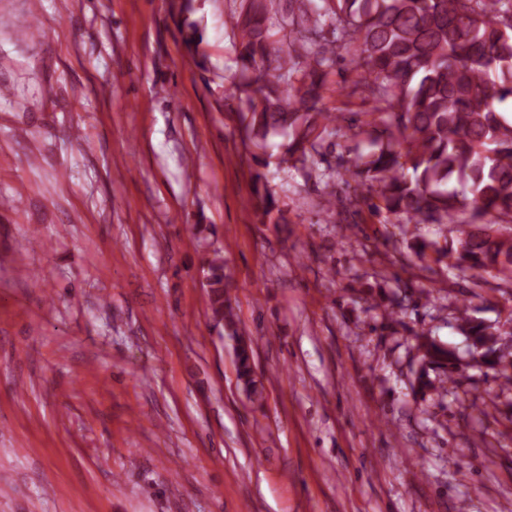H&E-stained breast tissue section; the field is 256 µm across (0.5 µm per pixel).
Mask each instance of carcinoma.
Instances as JSON below:
<instances>
[{
  "label": "carcinoma",
  "mask_w": 512,
  "mask_h": 512,
  "mask_svg": "<svg viewBox=\"0 0 512 512\" xmlns=\"http://www.w3.org/2000/svg\"><path fill=\"white\" fill-rule=\"evenodd\" d=\"M288 19L273 0H242L235 21L245 72L235 91L253 158L266 167L268 141L287 138L277 165L305 170L335 135L322 101L339 51L352 53L354 88H365L372 120L354 133L352 157L325 175L329 204L345 212L369 203L401 230L448 224L469 213L459 247L416 237L414 257L512 281V122L495 104L512 100V0H288ZM288 30L275 46L274 30ZM263 221H285L269 193ZM210 321L236 340L238 380L258 395L252 350L237 332L230 280L219 255L203 269ZM456 328L479 365L512 381V343L501 328L458 309ZM416 396L459 387L455 355L430 336L417 337Z\"/></svg>",
  "instance_id": "cac0c4a2"
}]
</instances>
